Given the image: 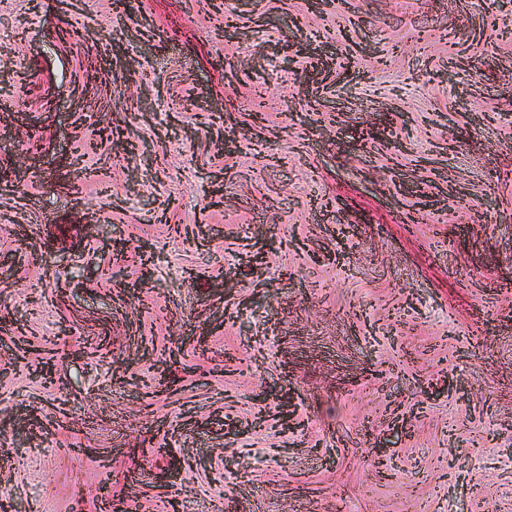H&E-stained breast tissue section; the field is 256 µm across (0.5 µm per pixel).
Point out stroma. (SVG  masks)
Listing matches in <instances>:
<instances>
[{
	"label": "stroma",
	"instance_id": "35a3bbf8",
	"mask_svg": "<svg viewBox=\"0 0 512 512\" xmlns=\"http://www.w3.org/2000/svg\"><path fill=\"white\" fill-rule=\"evenodd\" d=\"M355 2L0 0L14 512H512V0Z\"/></svg>",
	"mask_w": 512,
	"mask_h": 512
}]
</instances>
